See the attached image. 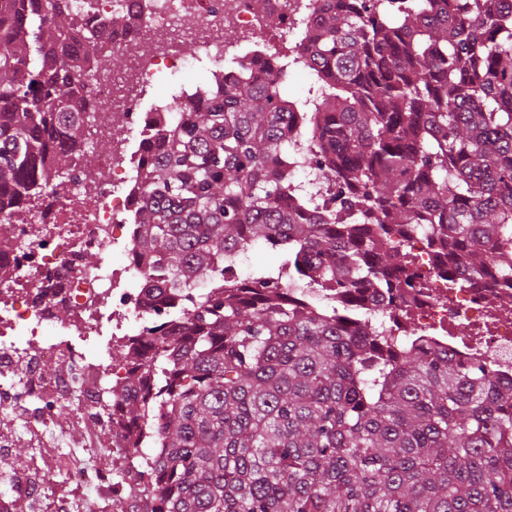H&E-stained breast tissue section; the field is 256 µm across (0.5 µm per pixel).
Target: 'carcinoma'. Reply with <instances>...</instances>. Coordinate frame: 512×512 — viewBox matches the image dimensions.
<instances>
[{
  "mask_svg": "<svg viewBox=\"0 0 512 512\" xmlns=\"http://www.w3.org/2000/svg\"><path fill=\"white\" fill-rule=\"evenodd\" d=\"M80 0H0V212L73 177L99 111L82 103L111 26ZM293 60L173 97L141 151L134 264L158 300L150 332L112 349L107 405L130 424L116 475H148L139 512H512V382L364 320L299 303L283 278L397 288L426 236L512 285V12L497 0H338ZM303 121L306 136L290 134ZM322 178L299 188L296 159ZM336 213L310 216L321 190ZM263 241L277 274L224 288V256ZM205 278L212 287L194 292ZM310 83V74L308 69L302 64H298L288 71V78L283 83L282 91L285 95L300 97L307 93Z\"/></svg>",
  "mask_w": 512,
  "mask_h": 512,
  "instance_id": "cac0c4a2",
  "label": "carcinoma"
}]
</instances>
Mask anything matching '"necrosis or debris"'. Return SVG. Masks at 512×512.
<instances>
[{"label": "necrosis or debris", "mask_w": 512, "mask_h": 512, "mask_svg": "<svg viewBox=\"0 0 512 512\" xmlns=\"http://www.w3.org/2000/svg\"><path fill=\"white\" fill-rule=\"evenodd\" d=\"M321 0H125L130 23L113 29L108 47L124 53L138 90L120 99L116 76L98 79L88 102L118 100L122 124L112 126V152L93 169L78 171L74 182L42 191L29 213L0 216V264L14 276L0 281V466L11 465L10 440L24 431L34 454L13 467L12 498L0 497V512H11L13 497H23L34 512H70V495L87 501L108 495L135 512L141 503L142 479L118 480L112 459L128 455L121 439L123 427L115 415L99 412L89 382L109 390L120 386L123 367L110 352L94 343H110L145 335L152 317L142 280L133 264L112 260L113 252L131 248L132 200L138 192L137 152L129 148L128 133L140 128L144 140L155 139L166 119L163 108L152 113L140 103L158 74L188 67L168 44L177 30L190 37L197 54L224 73L225 59L234 64L274 58L270 30L289 33L309 29ZM99 199L85 203L86 193ZM414 261L405 274L413 287L386 294L373 286L351 311L353 320L378 317L381 332L406 345H429L448 351L469 365L493 366L502 378L512 377V288L490 277L476 278L457 270V288L439 278L434 252L426 237L415 235ZM97 263H85L87 254ZM63 307L66 320L47 333L51 310ZM68 407L74 422L91 438L101 431L112 435V453L81 461L78 455L53 447V415ZM66 470L69 489H60L54 475Z\"/></svg>", "instance_id": "1"}]
</instances>
